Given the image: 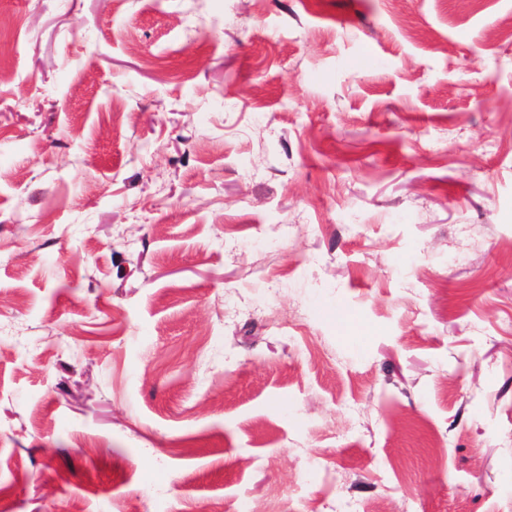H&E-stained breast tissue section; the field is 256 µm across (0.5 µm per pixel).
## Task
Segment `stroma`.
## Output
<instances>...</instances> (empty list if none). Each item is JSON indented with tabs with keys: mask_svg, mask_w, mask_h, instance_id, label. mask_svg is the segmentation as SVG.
<instances>
[{
	"mask_svg": "<svg viewBox=\"0 0 512 512\" xmlns=\"http://www.w3.org/2000/svg\"><path fill=\"white\" fill-rule=\"evenodd\" d=\"M512 512V0H0V512Z\"/></svg>",
	"mask_w": 512,
	"mask_h": 512,
	"instance_id": "1",
	"label": "stroma"
}]
</instances>
